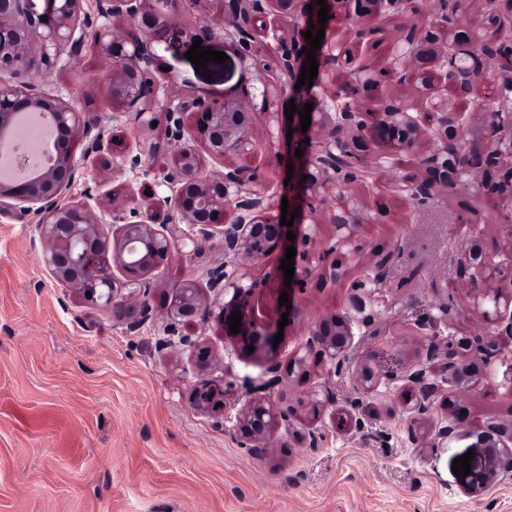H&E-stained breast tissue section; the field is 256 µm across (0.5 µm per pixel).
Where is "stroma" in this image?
I'll return each mask as SVG.
<instances>
[{
    "instance_id": "35a3bbf8",
    "label": "stroma",
    "mask_w": 512,
    "mask_h": 512,
    "mask_svg": "<svg viewBox=\"0 0 512 512\" xmlns=\"http://www.w3.org/2000/svg\"><path fill=\"white\" fill-rule=\"evenodd\" d=\"M404 20L386 19L361 55L379 66L397 46L399 23L424 31L434 24L432 0H415ZM224 0H180L166 24L150 30L154 52L149 75L161 97L190 96L209 101L241 98L254 91L259 75L245 68L237 44L222 30ZM209 24L212 32L202 35ZM225 53L223 63L197 70L187 53L194 40ZM104 61L85 52L62 58L58 68L37 80L47 96L74 100L101 116L115 160L139 156L141 168L161 170L176 162L163 105H156L151 130L140 131L120 101L108 98ZM287 98L270 99L271 119H260L251 133L256 154L236 156L254 164L261 180L284 182L294 152L280 116ZM425 141L417 153L370 146V189L339 188L325 196L312 244L313 276L295 296L284 321L283 338L272 360L241 353L212 319L191 330L194 340L215 352L218 364L197 371L187 347L169 340L164 303L184 279L207 282L224 261L220 246L173 256L155 276L153 323L128 335L112 324L111 312L86 304L72 289L59 286L41 261L32 237V219L0 215V512H512V480L484 495H465V477L453 462L473 443L469 431L486 422L512 419V387L503 383V365L482 378L475 393L439 394L433 419L463 406L464 434L445 448H419L402 409L412 387L380 386L361 395L325 370L312 374L336 395L335 407L313 414L299 408L290 425H278L271 447L257 455L240 447L236 417L249 402L266 398L259 384L268 362L287 368L290 355L320 318L341 313L347 290L332 282L335 269H347L333 250L334 214L352 208L361 217L355 237L370 252H394L384 303L375 308L390 328L384 339L359 346L379 373L387 374L423 357L425 339L409 323L432 315L442 333L475 336L482 322L471 312L472 295L452 266L464 236L455 232L478 205L482 221L475 242L485 253L501 251V206L492 195L474 199L454 186L429 210H412L406 193L393 184L421 173ZM126 176L111 177L79 165L73 194L89 199L95 211L112 206L109 190H122ZM280 252L250 262L245 272L257 284L255 305L262 317L282 321L279 304ZM227 392V408L216 416L198 410L191 393L205 382ZM355 412L364 434L351 431L343 416ZM316 428L318 449L302 447L289 430Z\"/></svg>"
}]
</instances>
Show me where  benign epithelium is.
I'll return each instance as SVG.
<instances>
[{"label":"benign epithelium","mask_w":512,"mask_h":512,"mask_svg":"<svg viewBox=\"0 0 512 512\" xmlns=\"http://www.w3.org/2000/svg\"><path fill=\"white\" fill-rule=\"evenodd\" d=\"M174 0H97L98 14L112 19V24L93 26L89 17L83 23L82 0H0V133L22 113H49L54 123L56 154L48 164L37 166L38 177L30 180L0 181V214L21 218H38L34 233L42 244L41 259L52 277L63 287L91 293L88 302L112 311V321L128 334L139 331L151 318L152 274L168 261L173 250L184 253L205 245L220 244L224 264L210 271L208 290L213 300L202 296L198 281L187 279L176 289L167 310L171 330L190 327L199 320L214 318L224 327V336L240 344L243 352L273 351L278 325L261 319L250 298L255 284L244 282L241 267L246 261L275 248H296L294 275L285 289L288 299L313 275L314 268L302 263L301 247L312 237L313 225L280 223L281 214L270 212L268 188L258 181L255 168L224 167L214 176L200 168L199 155L188 144L179 145L175 165L153 176V185L165 192L162 202L164 218L157 211L126 210L125 204L112 199V234L104 232L107 219L97 217L87 201H75L70 192L76 182L78 164L74 154V137L88 138L84 161L92 166L104 159L109 142L99 131L100 118L79 110L71 101L50 98L37 91L31 77L51 71L62 50L73 56L86 50L105 58L110 64L108 76L111 95L121 99L128 111L135 113L140 129L151 127L148 118L157 93L155 82L148 77L153 52L146 34L168 21ZM436 23L419 33L409 30L404 44L410 47L404 61L387 66L395 89L377 91L380 81L362 58H351V78L332 84L327 75L340 66V57L331 47L329 25L318 22L321 6L317 0H224L223 26L237 39L242 58H247L257 21L271 18L266 36L274 43L272 79H260L262 102L276 94H288L295 101L293 134L298 141L313 140L310 152L295 163L290 182L292 190L310 196L311 213L324 201V191L336 186L354 185L364 179L369 167L362 144L367 139L392 142L398 148L415 151L425 139L435 138L439 146L422 160L425 174L405 178L409 198L417 209H425L447 192L448 186L466 179L476 182L481 172L512 159V38L505 29L512 16H494L495 28L459 31L455 17L462 0H436ZM312 11H307V6ZM328 16L337 8L354 19L349 39L360 46L376 29L365 23L387 15L402 17L411 9L410 0H325ZM324 29L321 47L314 50L318 63L313 84L295 89L302 64L307 62L303 48L310 47L302 33L317 34ZM442 69L443 81L458 95L474 97L479 111L487 120L486 142L462 147L457 132L465 124L464 113L441 104L436 107V128L421 124L420 113L397 92L408 84L427 86L434 71ZM320 88L331 111L310 113L311 124L302 131L299 112L314 101ZM172 121L170 135L184 138L182 115L196 117L195 134L200 136L208 153L216 159L242 153L252 145L248 133L253 129L260 110L250 103L224 100L206 101L186 98L166 106ZM503 207L505 232L512 238V183L494 186ZM337 240L345 246L354 234L351 212L332 217ZM185 224L188 229L174 237L168 225ZM296 234L291 241L287 231ZM394 254L378 256L372 263L357 266V272L345 274L349 297L342 315L318 320L304 343L294 353L288 376L308 372L311 362L325 360L334 372L348 380L350 391L365 393L378 387L403 383L416 388L414 403L406 407L411 424L430 419L434 398L442 384L463 393L477 389L469 365L464 363L450 337H441L437 322L429 318L416 323L426 332L428 343L425 360L402 374L381 377L369 359L355 354V337L377 339L386 335L387 326L376 319L373 308L383 301ZM456 275L465 282L477 299L476 306L489 309L480 315L490 320L484 336H474L462 345L471 359L484 365L508 362L503 377L512 380V358L498 344V337L512 340V254L486 255L464 247L453 255ZM500 269L508 288H490L484 284L489 266ZM241 312L239 333H230L232 313ZM178 342L195 346V365L206 370L213 364L208 346L194 345L189 335ZM225 391L216 384L205 383L193 395L194 405L214 414L224 412ZM280 395L273 400L253 402L238 414L239 431L246 447L256 452L268 447L271 431L281 419L288 420L290 409L279 406ZM335 401L333 392L321 385L310 388L299 403L314 413L324 403ZM462 425L457 412L438 422L427 446L443 448L457 435ZM474 447L481 449L476 477L464 487L470 496H480L501 481L512 479V420L489 421L472 433Z\"/></svg>","instance_id":"benign-epithelium-1"}]
</instances>
